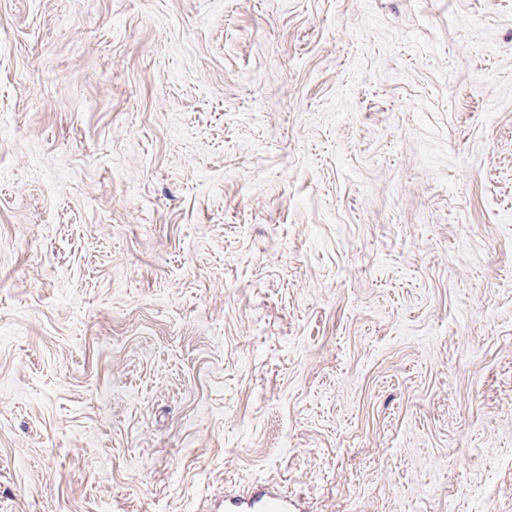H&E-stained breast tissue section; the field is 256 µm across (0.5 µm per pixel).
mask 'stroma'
Wrapping results in <instances>:
<instances>
[{"label": "stroma", "mask_w": 512, "mask_h": 512, "mask_svg": "<svg viewBox=\"0 0 512 512\" xmlns=\"http://www.w3.org/2000/svg\"><path fill=\"white\" fill-rule=\"evenodd\" d=\"M512 512V0H0V512ZM225 512H289L288 502L282 498L262 494L249 506L239 504H225ZM252 510V511H245Z\"/></svg>", "instance_id": "35a3bbf8"}]
</instances>
